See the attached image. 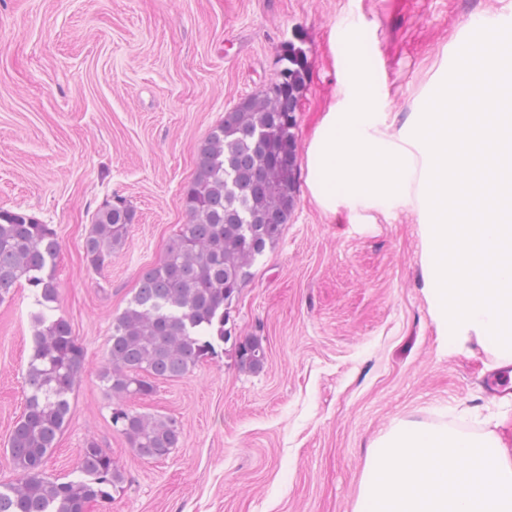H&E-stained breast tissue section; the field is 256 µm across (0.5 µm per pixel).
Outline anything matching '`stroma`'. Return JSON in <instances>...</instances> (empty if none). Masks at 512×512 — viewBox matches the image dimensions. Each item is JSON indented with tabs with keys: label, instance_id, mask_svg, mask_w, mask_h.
I'll list each match as a JSON object with an SVG mask.
<instances>
[{
	"label": "stroma",
	"instance_id": "1",
	"mask_svg": "<svg viewBox=\"0 0 512 512\" xmlns=\"http://www.w3.org/2000/svg\"><path fill=\"white\" fill-rule=\"evenodd\" d=\"M512 0H0V209L56 230L58 309L85 349L73 415L47 458L73 477L95 438L127 481L89 512H354L370 444L400 420L497 431L512 448V393L492 391L491 355L442 336L423 283L410 211L384 219L321 210L306 184L279 242L231 308L232 333L262 337L266 362L231 348L158 382L129 407L175 418L178 448L137 457L112 427L99 381L112 319L186 221L197 148L239 98L274 81L295 45L307 55L299 166L350 78L360 33L378 111L405 122L474 15ZM121 197L135 220L101 272L87 266L93 214ZM34 291L0 302V482L25 401Z\"/></svg>",
	"mask_w": 512,
	"mask_h": 512
}]
</instances>
